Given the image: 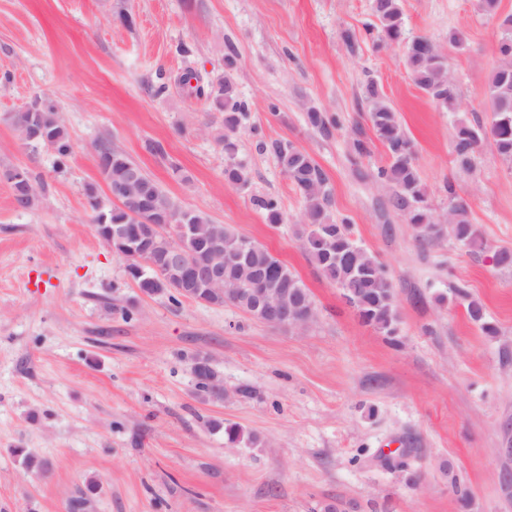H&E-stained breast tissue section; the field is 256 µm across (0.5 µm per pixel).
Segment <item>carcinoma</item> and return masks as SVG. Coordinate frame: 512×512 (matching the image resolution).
Here are the masks:
<instances>
[{"label":"carcinoma","instance_id":"carcinoma-1","mask_svg":"<svg viewBox=\"0 0 512 512\" xmlns=\"http://www.w3.org/2000/svg\"><path fill=\"white\" fill-rule=\"evenodd\" d=\"M372 11L378 20V26L370 32L375 45L403 47L405 64L414 83L439 108L449 112L458 110L457 86L449 73L445 57L428 39H409L405 36L399 0H372ZM499 27V65L492 74L488 90L491 120L486 125L476 126L460 121L455 126L453 153L457 163L467 170L472 168L475 153L483 143L493 146L504 161L512 164V15L505 16ZM183 77L190 94L207 103L212 110L224 113V133L217 137L226 159L224 182L237 187L246 186L248 172L245 165L237 160L238 144L235 138L246 114V103L227 78L192 86L190 81L194 74L187 72ZM368 97V123L387 153V164L378 171V177L393 191L392 206L412 226L420 241L431 243L445 235L449 241L464 246L473 254L483 252L486 245L481 231L471 222L468 205L457 195L453 186H448V224H441L434 216L415 161L414 144L405 132L398 113L373 84L368 87ZM34 102L35 109L31 110L25 105L14 112L11 123L21 135L30 121H35L48 136L47 143L57 154V162L62 164L72 149L62 117L48 100L37 96ZM306 120L311 127L325 135L330 134L334 127L333 122L316 109L307 112ZM99 154L104 163L101 176L112 187L122 186L134 178H140L146 184L142 194L124 196L111 207L101 204L95 187L85 189L94 212V223L129 224L135 228L131 241H115L113 247L122 251L133 247L139 257L146 261V264L139 266L125 265L127 278L135 282L144 294L165 295L172 302H179L175 284L152 281L155 273L150 264L163 261L167 245L194 247L201 241L218 237L222 240L224 259L227 260L224 266L225 289L194 293L191 298L218 306L231 305L256 319L259 315L251 305L253 288H284L298 294L304 306L314 305L303 281L268 248L229 225L212 223L202 212H189L188 223L195 225L194 240L184 242L175 230L160 234L155 225L163 223L164 207L175 208L176 202L124 152L104 145L100 147ZM276 156L304 201V225L299 232L304 254L325 279L342 291L343 296L354 301L353 309L364 324L389 335L395 334L397 315L392 281L384 266L353 239L348 221L343 219L338 222L331 217L328 211L329 193L322 170L307 153L290 144L276 146ZM258 205L264 210L267 223H282L283 214L275 200L261 199ZM456 293L467 300L469 319L484 332L496 333V328L486 321L483 304L461 289ZM193 372L199 392L219 397L218 392L209 386L208 378L212 370L204 365V360H195ZM224 437L230 444L245 440L257 443L254 436L244 437L243 429L234 423L224 425Z\"/></svg>","mask_w":512,"mask_h":512}]
</instances>
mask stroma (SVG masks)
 I'll return each instance as SVG.
<instances>
[{"label":"stroma","mask_w":512,"mask_h":512,"mask_svg":"<svg viewBox=\"0 0 512 512\" xmlns=\"http://www.w3.org/2000/svg\"><path fill=\"white\" fill-rule=\"evenodd\" d=\"M121 8L131 26L116 21ZM402 9L407 37L445 55L458 111L415 85L402 48L374 46L370 0H0V170L28 168L43 186L19 209L0 181V512H70L92 481L88 512H320L337 497L357 512H512V269L493 259L512 249V164L484 144L467 171L452 152L458 121H489L498 21L479 0ZM455 30L463 46L449 44ZM187 67L207 80L231 75L246 102L236 136L247 187L225 184L224 116L181 89ZM371 81L413 141L434 215H446L456 190L485 252L419 245L393 208L377 177L386 151L366 119ZM37 96L63 119L65 164L51 148L25 147L9 120ZM312 107L338 128L310 127ZM150 140L163 154L146 151ZM276 142L312 156L330 215L349 218L353 239L386 268L396 338L363 324L304 255V203ZM103 143L182 208L267 247L309 288L316 320L279 329L231 306L142 294L86 202L92 185L112 203L96 164ZM265 198L284 223H266ZM459 288L481 300L496 334L468 318ZM198 358L222 379L223 398L200 396ZM228 422L256 444H228ZM18 448L47 471L27 469ZM407 449L421 473L413 486L385 463ZM448 462L469 507L448 486Z\"/></svg>","instance_id":"1"}]
</instances>
